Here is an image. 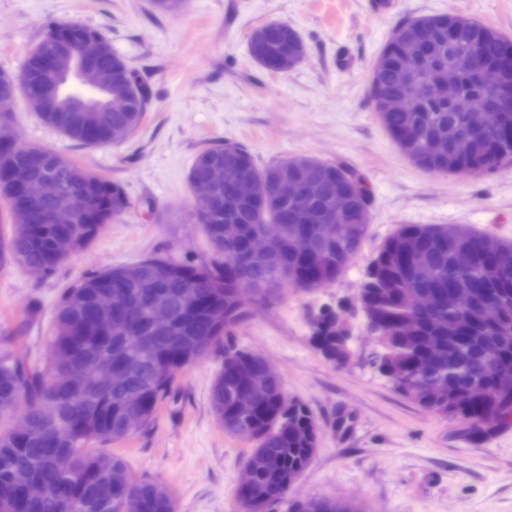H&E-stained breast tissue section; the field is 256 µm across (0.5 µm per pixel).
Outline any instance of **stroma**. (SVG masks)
<instances>
[{
	"instance_id": "obj_1",
	"label": "stroma",
	"mask_w": 512,
	"mask_h": 512,
	"mask_svg": "<svg viewBox=\"0 0 512 512\" xmlns=\"http://www.w3.org/2000/svg\"><path fill=\"white\" fill-rule=\"evenodd\" d=\"M453 13L512 38V0H186L176 16L153 0H0V73H21L48 24L78 22L100 30L151 91L138 129L100 146L69 140L16 98L20 143L53 148L107 176L131 206L52 275L0 269L7 349L36 348L60 290L89 272L153 253L187 263L205 256L187 183L202 149L227 141L246 146L261 166L284 158L340 164L371 189L362 249L335 283L285 288L251 303L234 329L236 343L267 357L287 395L305 402L320 425L314 459L290 495L349 497L361 512H512V427L469 443L459 421L396 392L372 364L375 345L354 308L367 265L399 225L461 224L512 243V171L422 170L395 145L369 99L371 70L395 28ZM270 22L291 25L305 46L285 73L264 69L248 50L250 31ZM33 308L36 322L25 323ZM328 310L350 330L342 365L312 339L313 319ZM219 367L208 358L182 372L153 427L113 446L132 476L170 486L177 512H239L236 487L253 445L228 434L211 411Z\"/></svg>"
}]
</instances>
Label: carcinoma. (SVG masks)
<instances>
[{
  "instance_id": "cac0c4a2",
  "label": "carcinoma",
  "mask_w": 512,
  "mask_h": 512,
  "mask_svg": "<svg viewBox=\"0 0 512 512\" xmlns=\"http://www.w3.org/2000/svg\"><path fill=\"white\" fill-rule=\"evenodd\" d=\"M408 23L395 29L376 60L369 93L373 110L395 144L419 167L446 174L453 170L480 176L512 168V125L494 121L478 134L472 146L456 147L465 125L464 114L451 109L440 94L442 74L463 56H475L500 67L512 86V39L477 20L450 21L444 15ZM26 57L22 74L25 93H39L46 77L45 60L58 41L97 30L75 22L53 25ZM251 56L263 67L278 58L302 57L304 46L286 22L254 28L248 36ZM413 56L424 78L408 93L401 62ZM103 65L115 79L131 80L123 60L110 52ZM460 94L488 112L504 114L512 107L488 91L476 71L458 73ZM147 111V93L141 83L134 94L112 99V105L94 119V127L79 112H45L42 120L82 145L107 144L112 131L131 135ZM24 164L34 174L48 170L59 184L52 202L23 201L0 182V200L9 224L29 225V234L10 228L0 232V267H42L54 273L68 260L51 250L61 233L74 237L78 250L88 249L100 228L129 207L121 186L109 178L47 148L12 150L0 147V166ZM208 177L218 193L213 209L198 217L211 260L202 265L180 262L167 255H151L141 263L160 271L140 277L111 267L96 271L63 289L43 354L17 357L0 352V512H177L168 485L131 476L127 462L112 453L111 445L134 434L129 415L142 412L139 429L153 423L158 405L170 393L176 377L189 366L219 352L220 370L210 389V407L224 430L243 438L274 461L270 470L254 473L248 489L237 499L267 512H338L329 497L307 501L288 498V478L312 462L319 443V426L309 407L288 397L283 381L264 372L257 354L230 345L233 328L246 318L239 290L251 288L255 299L267 300L286 286L322 288L333 284L358 253L370 224V190L365 179L338 164L313 158L281 159L258 166L243 146H210L194 160L188 178ZM249 179L261 193L253 198L232 194L235 183ZM293 179L307 191V209L278 199L272 193L277 180ZM351 191L352 203L341 214L329 212L336 194ZM97 196V216L81 213L76 220L50 224L46 211ZM240 224L244 233L262 228L277 245L270 255L252 260L246 238L224 242V225ZM304 233L312 256L301 257L284 242ZM459 249L473 261L462 270L453 262ZM112 288V310L98 308L97 294ZM420 288L436 296L422 311L412 310L405 294ZM468 288L482 311L497 308L488 319L472 321L449 301L448 290ZM362 305L383 325L377 357L394 375L396 391L423 409L448 416V402L431 391L445 385L458 392V414L467 419L465 437L480 442L492 436L480 424V414L494 402L511 409L512 394H501L497 373L512 369V244L469 230L448 239L437 224H402L370 261L361 282ZM165 304L174 315L167 336L150 334L155 305ZM313 337L323 355L341 365L348 359L344 345L347 328L325 313L312 321ZM496 352L492 361L485 359ZM89 360L120 366L126 378L103 385L83 374ZM254 391L256 410L241 417L236 404ZM23 410L27 434H13L9 420ZM26 473L41 493L28 495L15 483Z\"/></svg>"
}]
</instances>
